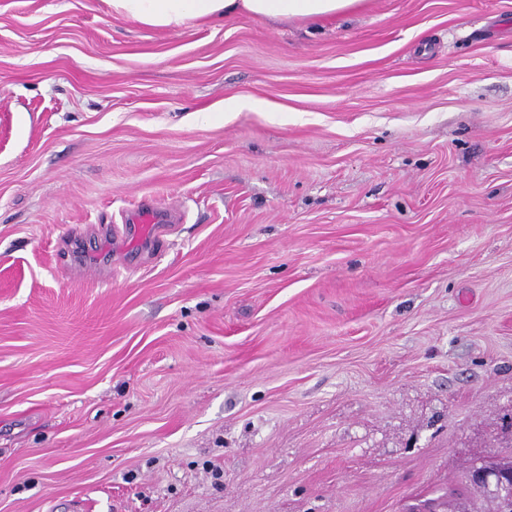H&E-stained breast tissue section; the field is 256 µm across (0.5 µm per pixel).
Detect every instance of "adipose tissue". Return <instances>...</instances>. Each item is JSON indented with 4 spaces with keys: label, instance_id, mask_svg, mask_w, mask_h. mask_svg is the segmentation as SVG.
<instances>
[{
    "label": "adipose tissue",
    "instance_id": "ef3b65f1",
    "mask_svg": "<svg viewBox=\"0 0 512 512\" xmlns=\"http://www.w3.org/2000/svg\"><path fill=\"white\" fill-rule=\"evenodd\" d=\"M362 0H112L114 14L153 27L241 15L320 22L347 13Z\"/></svg>",
    "mask_w": 512,
    "mask_h": 512
}]
</instances>
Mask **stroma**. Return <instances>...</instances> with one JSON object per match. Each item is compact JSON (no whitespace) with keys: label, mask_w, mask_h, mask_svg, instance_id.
Here are the masks:
<instances>
[{"label":"stroma","mask_w":512,"mask_h":512,"mask_svg":"<svg viewBox=\"0 0 512 512\" xmlns=\"http://www.w3.org/2000/svg\"><path fill=\"white\" fill-rule=\"evenodd\" d=\"M511 417L512 0H0V512H490ZM364 0H112V12L153 27L241 15L320 22L347 13ZM175 220V216L166 208H160L153 203H142L126 217L124 236L140 237L147 230L150 237L155 238L164 226ZM511 465L512 467V449L496 462H486L475 459L473 467L470 469V477L474 483L485 487L492 495L496 496L503 505V511L512 509V469L511 467L497 468L500 466ZM512 512V511H511Z\"/></svg>","instance_id":"obj_1"}]
</instances>
